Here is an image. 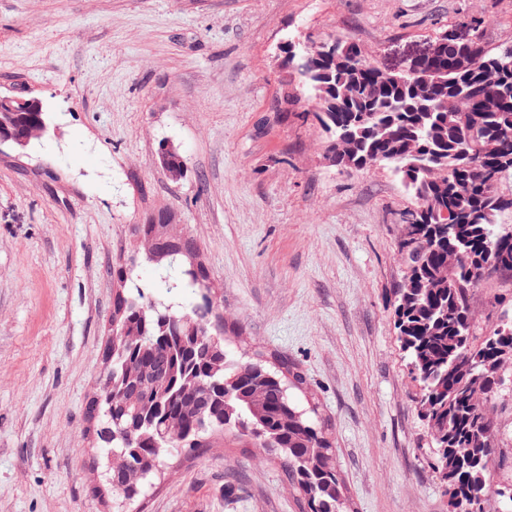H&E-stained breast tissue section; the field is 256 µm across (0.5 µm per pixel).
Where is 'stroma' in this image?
Returning <instances> with one entry per match:
<instances>
[{"mask_svg": "<svg viewBox=\"0 0 512 512\" xmlns=\"http://www.w3.org/2000/svg\"><path fill=\"white\" fill-rule=\"evenodd\" d=\"M473 17L489 47L512 44V0H0V92L49 120L25 150L0 145V512H111L86 408L112 269L161 211L196 243L230 346L298 364L358 512H448L392 322L398 215L415 201L386 167L329 162L279 48L334 36L397 69ZM510 293L512 278L485 279L478 321ZM141 509L298 512L279 462L221 434L175 457Z\"/></svg>", "mask_w": 512, "mask_h": 512, "instance_id": "1", "label": "stroma"}]
</instances>
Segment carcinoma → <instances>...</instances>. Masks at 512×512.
Wrapping results in <instances>:
<instances>
[{
  "mask_svg": "<svg viewBox=\"0 0 512 512\" xmlns=\"http://www.w3.org/2000/svg\"><path fill=\"white\" fill-rule=\"evenodd\" d=\"M311 40L303 68L282 64V85L298 80L306 89L316 123L331 133L335 166L353 172L398 155L393 169L416 199L406 216L399 250L404 279L394 292L393 324L401 350L421 390L420 411L433 448L432 467L443 486L464 505L478 494L485 512H500L503 490L492 487L497 428L490 405L501 395L497 374L512 364V334L499 324L475 320L473 288L494 273L512 275V225L498 216L512 205L500 186L512 182V45L488 48L484 24L471 31L472 61L450 45L421 65L445 66L448 82L422 94L414 78L379 81L381 69L351 48L343 66L322 56ZM444 99L463 108L440 111ZM46 113L1 112L0 120L29 136ZM350 132L349 151L336 132ZM501 177L489 182L492 173ZM161 211L138 224L135 255L112 269L119 288L112 296V358L105 366L88 413L103 454L126 449L142 473L132 493L124 475L112 471L104 490L112 512H128L148 487L165 479L171 451L194 456L215 431L231 433L283 465L299 512H355L336 468L328 425L318 404L299 399L302 372L288 358L243 348L235 353L218 336L224 359L214 374L210 337L217 336L207 272L191 240L172 233ZM159 266L169 292L199 291L189 313L175 302H157L135 282L139 259ZM224 386V421L208 416L217 398L204 391L195 401L184 393L200 383Z\"/></svg>",
  "mask_w": 512,
  "mask_h": 512,
  "instance_id": "carcinoma-1",
  "label": "carcinoma"
}]
</instances>
